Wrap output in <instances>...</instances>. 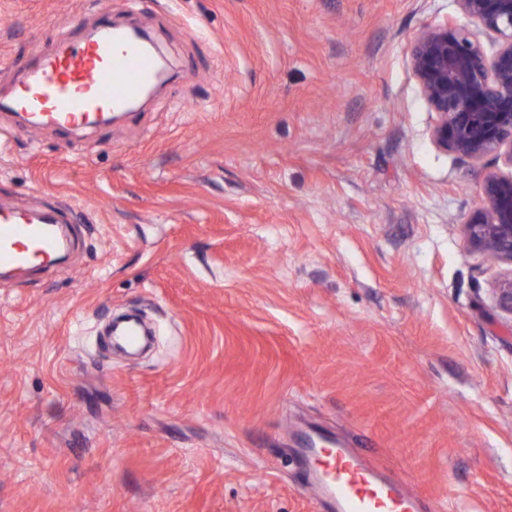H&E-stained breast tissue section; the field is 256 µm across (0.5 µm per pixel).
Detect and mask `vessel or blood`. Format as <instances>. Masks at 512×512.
Listing matches in <instances>:
<instances>
[{"label": "vessel or blood", "mask_w": 512, "mask_h": 512, "mask_svg": "<svg viewBox=\"0 0 512 512\" xmlns=\"http://www.w3.org/2000/svg\"><path fill=\"white\" fill-rule=\"evenodd\" d=\"M151 52L125 28L105 27L96 39L61 43L38 56L8 102L32 124L77 129L101 112H122L155 78ZM69 218L59 211L23 205L0 209V266L51 263ZM315 486L335 499L338 512H415L413 497L382 477L375 463L350 449H324Z\"/></svg>", "instance_id": "vessel-or-blood-1"}]
</instances>
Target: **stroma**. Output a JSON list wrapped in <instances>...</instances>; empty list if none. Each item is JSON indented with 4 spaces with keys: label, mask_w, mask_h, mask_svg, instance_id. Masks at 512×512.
I'll return each mask as SVG.
<instances>
[{
    "label": "stroma",
    "mask_w": 512,
    "mask_h": 512,
    "mask_svg": "<svg viewBox=\"0 0 512 512\" xmlns=\"http://www.w3.org/2000/svg\"><path fill=\"white\" fill-rule=\"evenodd\" d=\"M455 0H0L33 46L146 31L170 80L117 124L0 110V206L73 212L0 281V512H331L303 450L376 461L421 512H512L505 266L459 226L486 161L440 151L407 48ZM139 311L154 349L103 350Z\"/></svg>",
    "instance_id": "obj_1"
}]
</instances>
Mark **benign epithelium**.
Returning a JSON list of instances; mask_svg holds the SVG:
<instances>
[{
  "label": "benign epithelium",
  "instance_id": "7a95c632",
  "mask_svg": "<svg viewBox=\"0 0 512 512\" xmlns=\"http://www.w3.org/2000/svg\"><path fill=\"white\" fill-rule=\"evenodd\" d=\"M492 49L452 21L427 25L410 43L408 61L436 121L437 148L470 161L492 158L478 203L460 232L473 254L512 267V0H456ZM495 307L512 318V272L492 288Z\"/></svg>",
  "mask_w": 512,
  "mask_h": 512
}]
</instances>
